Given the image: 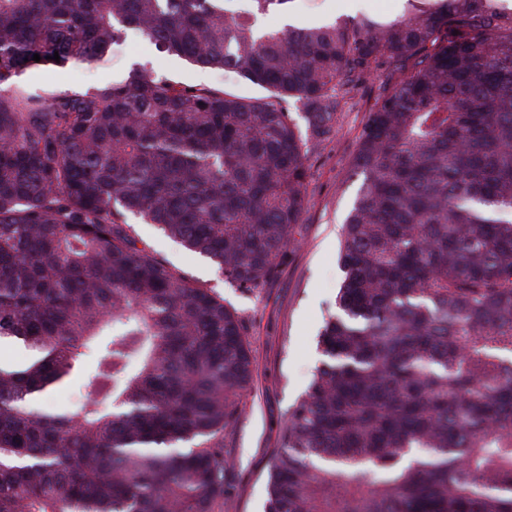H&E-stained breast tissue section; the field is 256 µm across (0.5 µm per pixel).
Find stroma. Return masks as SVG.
Returning <instances> with one entry per match:
<instances>
[{"label":"stroma","instance_id":"obj_1","mask_svg":"<svg viewBox=\"0 0 512 512\" xmlns=\"http://www.w3.org/2000/svg\"><path fill=\"white\" fill-rule=\"evenodd\" d=\"M339 3L300 0L294 19L273 10L262 22L279 28L289 21L310 27L340 20L345 13ZM136 63L186 84L229 86L251 98L264 94L258 86L235 82L231 73L200 68L175 55H155L134 32L99 61L35 68L19 83L33 92H82L122 80ZM379 85L378 77H370L342 113L336 136L311 144L309 208L303 223L294 226L278 268L257 290L231 286L208 259L165 237L156 225L132 223L137 247L155 250L182 274L214 288L225 304L236 310L255 356L253 386L243 398L242 415L224 434V452L230 460L225 470L228 506L224 512H264L268 469L278 446L279 428L289 405L305 393L319 364L318 334L342 280L337 258L341 227L358 190L348 171Z\"/></svg>","mask_w":512,"mask_h":512}]
</instances>
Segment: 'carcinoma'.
Instances as JSON below:
<instances>
[{
  "instance_id": "cac0c4a2",
  "label": "carcinoma",
  "mask_w": 512,
  "mask_h": 512,
  "mask_svg": "<svg viewBox=\"0 0 512 512\" xmlns=\"http://www.w3.org/2000/svg\"><path fill=\"white\" fill-rule=\"evenodd\" d=\"M237 2L0 0V512L223 506L224 431L253 384L243 322L130 219L261 287L307 211L309 143L375 68L343 278L265 512H512V11L437 0L271 30L259 17L289 0ZM130 31L266 95L142 67L17 86ZM77 374L82 402L42 409Z\"/></svg>"
}]
</instances>
